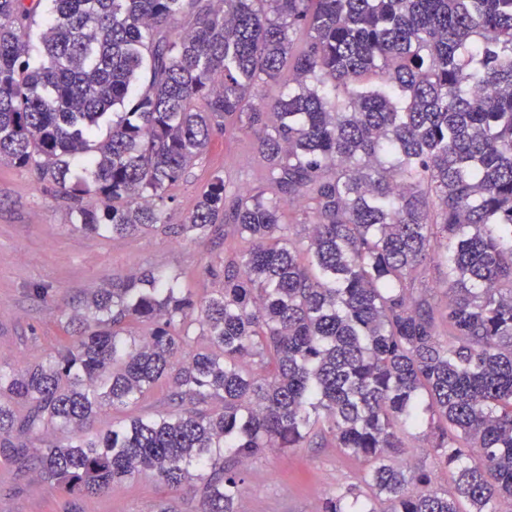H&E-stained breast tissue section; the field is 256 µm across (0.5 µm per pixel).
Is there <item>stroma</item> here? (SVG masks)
Instances as JSON below:
<instances>
[{
    "mask_svg": "<svg viewBox=\"0 0 512 512\" xmlns=\"http://www.w3.org/2000/svg\"><path fill=\"white\" fill-rule=\"evenodd\" d=\"M265 161L253 133L214 130L207 147L168 190L166 223L147 235L83 232L75 225L56 187L38 182L34 172L0 165V365L16 370L58 349L72 305L96 288L144 270L178 275L196 299L220 283L205 270L223 254L220 239L174 234L214 176L239 187L260 186ZM168 388L157 384L136 404L104 408L89 429L103 432L135 416L169 410ZM369 462L334 447L267 450L245 467L246 512H317L327 494L347 487L366 491ZM199 512V497L177 491L147 474L112 491L73 498L50 482L19 477L13 462L0 456V512Z\"/></svg>",
    "mask_w": 512,
    "mask_h": 512,
    "instance_id": "stroma-1",
    "label": "stroma"
}]
</instances>
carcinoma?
I'll return each mask as SVG.
<instances>
[{"instance_id": "1", "label": "carcinoma", "mask_w": 512, "mask_h": 512, "mask_svg": "<svg viewBox=\"0 0 512 512\" xmlns=\"http://www.w3.org/2000/svg\"><path fill=\"white\" fill-rule=\"evenodd\" d=\"M230 122L264 185L217 176L174 227L224 238L223 288L97 289L60 349L0 366V455L68 496L150 472L243 512L224 449L318 439L370 462L375 490L319 512H512V0H0V162L60 187L83 231L163 223ZM160 381L172 409L82 434ZM421 426L451 493L403 462Z\"/></svg>"}]
</instances>
